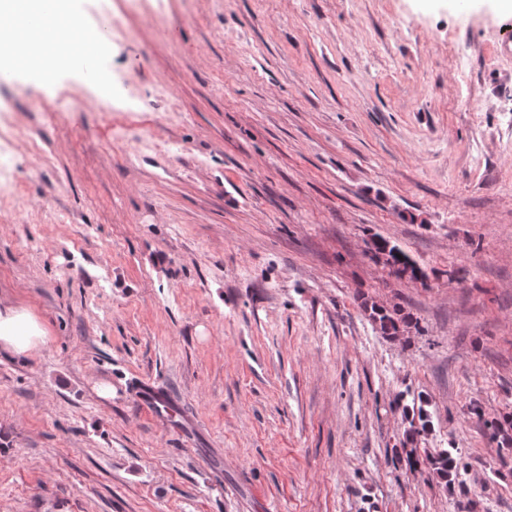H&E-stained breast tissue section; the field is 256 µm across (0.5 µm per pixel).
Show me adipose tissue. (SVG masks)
Wrapping results in <instances>:
<instances>
[{
	"instance_id": "1",
	"label": "adipose tissue",
	"mask_w": 512,
	"mask_h": 512,
	"mask_svg": "<svg viewBox=\"0 0 512 512\" xmlns=\"http://www.w3.org/2000/svg\"><path fill=\"white\" fill-rule=\"evenodd\" d=\"M0 70L45 81L47 73L75 65L86 52L105 46L98 26L83 23L74 0H0ZM41 48L39 66L25 64L31 44ZM42 323L29 310L0 306V348L17 354L45 340Z\"/></svg>"
}]
</instances>
